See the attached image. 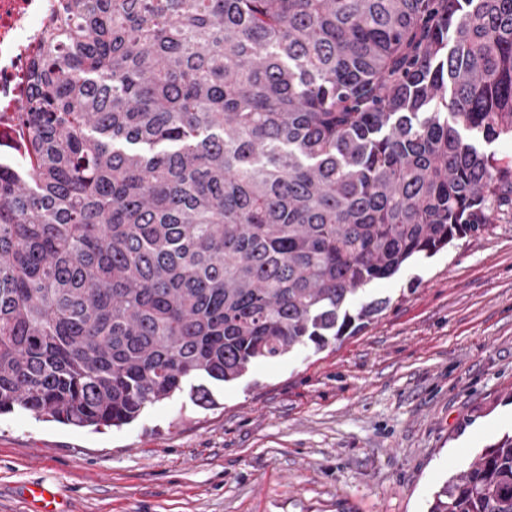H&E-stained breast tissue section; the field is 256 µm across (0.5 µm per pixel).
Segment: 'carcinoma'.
I'll return each mask as SVG.
<instances>
[{"instance_id": "1", "label": "carcinoma", "mask_w": 512, "mask_h": 512, "mask_svg": "<svg viewBox=\"0 0 512 512\" xmlns=\"http://www.w3.org/2000/svg\"><path fill=\"white\" fill-rule=\"evenodd\" d=\"M0 168V414L120 428L350 336L512 208V0H60ZM429 512H512V436Z\"/></svg>"}]
</instances>
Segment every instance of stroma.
Masks as SVG:
<instances>
[{"instance_id":"stroma-1","label":"stroma","mask_w":512,"mask_h":512,"mask_svg":"<svg viewBox=\"0 0 512 512\" xmlns=\"http://www.w3.org/2000/svg\"><path fill=\"white\" fill-rule=\"evenodd\" d=\"M365 298L354 336L256 363L122 428L0 415V512H428L433 492L512 433V213L411 259Z\"/></svg>"}]
</instances>
